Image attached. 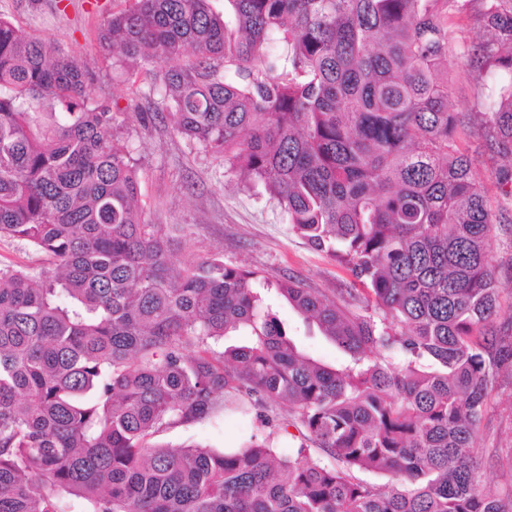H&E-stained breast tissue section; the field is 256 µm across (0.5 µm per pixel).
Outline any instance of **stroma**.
<instances>
[{
    "mask_svg": "<svg viewBox=\"0 0 512 512\" xmlns=\"http://www.w3.org/2000/svg\"><path fill=\"white\" fill-rule=\"evenodd\" d=\"M119 5V0H0V16L29 34L50 40L89 70L90 98L109 102L115 124L130 146L138 169L144 222L190 228L187 243L177 253L180 261L196 262L218 254L225 263L250 267L272 279L294 277L333 300L345 295L354 285L349 272L290 230L280 208L262 190H246L238 173L225 166L223 159L173 135L168 123L145 126L137 120L134 107L156 108L159 98L144 75H137L135 83L123 82L98 40L101 21ZM481 10V0H473L467 11L455 14L449 22L453 51L448 55V109L471 119L458 145L475 157L473 172L497 213L489 261L502 288L501 308L506 311L512 309V212L500 208L502 195L495 174L499 161L486 152L485 130L473 117L481 109L490 79L468 67L462 55L484 34ZM276 309L285 326L316 358L332 365L342 361V353L319 333L309 332L285 300H277ZM253 435L270 437L280 453L302 441L295 427L271 434L254 416L234 412L165 430L154 441L172 448L197 445L221 452L241 447ZM479 444L482 451L475 467L481 488L498 492L512 483V464L504 455L505 449L512 448V412L500 408L488 413L480 426Z\"/></svg>",
    "mask_w": 512,
    "mask_h": 512,
    "instance_id": "obj_1",
    "label": "stroma"
}]
</instances>
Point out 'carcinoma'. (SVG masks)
Masks as SVG:
<instances>
[{
	"mask_svg": "<svg viewBox=\"0 0 512 512\" xmlns=\"http://www.w3.org/2000/svg\"><path fill=\"white\" fill-rule=\"evenodd\" d=\"M215 2L121 0L99 43L114 70L146 67L172 131L262 186L369 311L219 256L173 261L187 227L142 221L85 66L0 17V238L45 256L0 265V512H509L512 485L489 497L472 466L512 376L494 218L448 111V20L473 0ZM482 2L464 58L501 79L482 117L511 158L512 0ZM270 289L348 362L300 348ZM284 404L315 449L149 444L221 412L273 428Z\"/></svg>",
	"mask_w": 512,
	"mask_h": 512,
	"instance_id": "obj_1",
	"label": "carcinoma"
}]
</instances>
